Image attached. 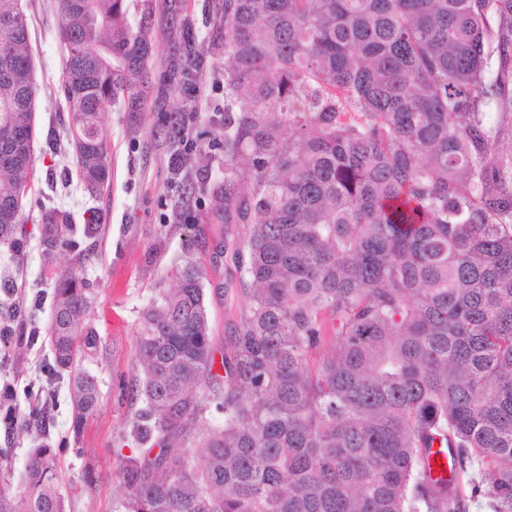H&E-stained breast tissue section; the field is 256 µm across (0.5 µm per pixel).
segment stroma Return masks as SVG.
Instances as JSON below:
<instances>
[{
    "label": "stroma",
    "mask_w": 512,
    "mask_h": 512,
    "mask_svg": "<svg viewBox=\"0 0 512 512\" xmlns=\"http://www.w3.org/2000/svg\"><path fill=\"white\" fill-rule=\"evenodd\" d=\"M153 45L148 89L139 111L112 105L99 116L109 151V178L98 194L82 186L68 142L71 123L59 90L65 51L57 31L59 0H27L36 112L34 185L24 201V254L9 266L18 290L0 310L11 334L0 340V388H9L19 414L37 411L32 433L0 422V485L18 487L31 449L40 442L56 454L64 512H116L125 481L117 449L135 447L131 432L145 403L136 389L141 371L136 336L143 310L160 289L174 287L171 270L199 263L209 298L217 349L227 347L229 315L222 287L240 291L231 227L214 212L213 189L224 184V0H151ZM195 28L198 68L168 88L170 60L184 51L178 29ZM52 207L67 218L64 241L43 253L41 215ZM99 223L86 234L89 212ZM82 278L85 322L95 346L80 360L98 381L99 410L73 427L66 373L46 338L53 290L61 272Z\"/></svg>",
    "instance_id": "1"
}]
</instances>
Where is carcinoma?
Returning <instances> with one entry per match:
<instances>
[{
  "instance_id": "carcinoma-1",
  "label": "carcinoma",
  "mask_w": 512,
  "mask_h": 512,
  "mask_svg": "<svg viewBox=\"0 0 512 512\" xmlns=\"http://www.w3.org/2000/svg\"><path fill=\"white\" fill-rule=\"evenodd\" d=\"M128 0H60L61 89L79 179L109 174L99 114L136 111L152 44ZM186 55L168 82L196 67ZM25 0H0V243L20 251L37 85ZM512 0H224V192L245 304L214 373L201 270L141 315L146 409L117 457V512H512ZM51 256L63 238L42 215ZM82 279L47 329L74 428L97 411ZM224 383H219V379ZM224 413L210 422L209 410ZM448 449L456 479L426 469ZM32 448L0 512H62ZM493 125L501 127L499 138L500 153L509 154L512 145V112H499L496 106L489 108Z\"/></svg>"
}]
</instances>
